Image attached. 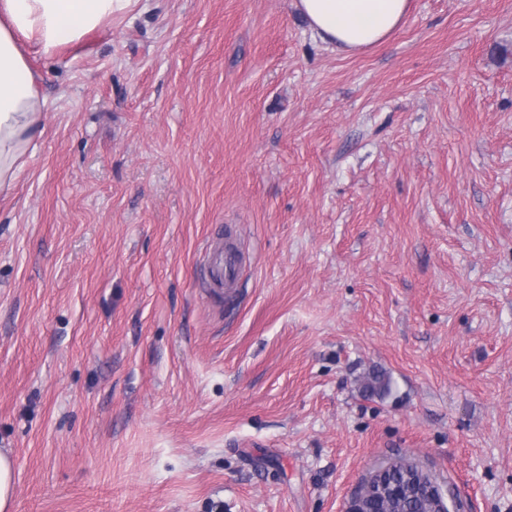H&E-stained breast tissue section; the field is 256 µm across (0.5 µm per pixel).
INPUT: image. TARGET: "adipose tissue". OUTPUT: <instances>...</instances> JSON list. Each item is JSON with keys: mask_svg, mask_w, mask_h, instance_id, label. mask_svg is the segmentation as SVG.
I'll use <instances>...</instances> for the list:
<instances>
[{"mask_svg": "<svg viewBox=\"0 0 512 512\" xmlns=\"http://www.w3.org/2000/svg\"><path fill=\"white\" fill-rule=\"evenodd\" d=\"M140 0H0V194L12 189L42 133L44 104L28 49L53 56L90 31L130 16ZM310 30L353 54L386 41L410 0H296Z\"/></svg>", "mask_w": 512, "mask_h": 512, "instance_id": "1", "label": "adipose tissue"}]
</instances>
